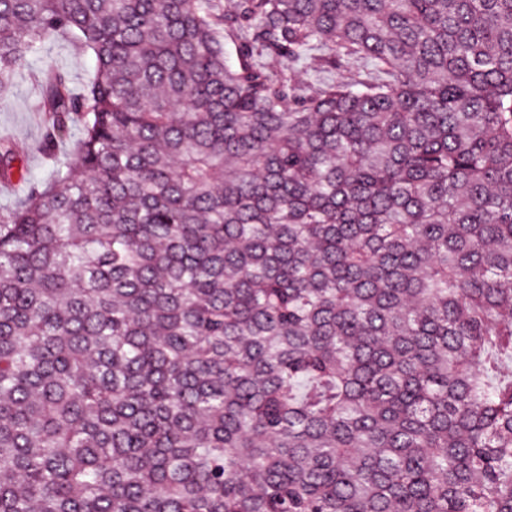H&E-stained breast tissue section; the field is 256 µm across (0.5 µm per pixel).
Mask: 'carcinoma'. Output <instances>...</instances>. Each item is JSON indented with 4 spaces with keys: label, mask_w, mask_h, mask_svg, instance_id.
<instances>
[{
    "label": "carcinoma",
    "mask_w": 512,
    "mask_h": 512,
    "mask_svg": "<svg viewBox=\"0 0 512 512\" xmlns=\"http://www.w3.org/2000/svg\"><path fill=\"white\" fill-rule=\"evenodd\" d=\"M50 34L0 512H512V0H0V91Z\"/></svg>",
    "instance_id": "cac0c4a2"
}]
</instances>
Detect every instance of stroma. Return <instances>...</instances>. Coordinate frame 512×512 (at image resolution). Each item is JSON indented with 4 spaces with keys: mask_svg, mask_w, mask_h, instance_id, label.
<instances>
[{
    "mask_svg": "<svg viewBox=\"0 0 512 512\" xmlns=\"http://www.w3.org/2000/svg\"><path fill=\"white\" fill-rule=\"evenodd\" d=\"M93 57L70 40L49 35L43 50L21 66L13 86L0 94V140H9L16 166L27 173L19 184L0 183V213L14 206L30 184L47 180L58 166L74 160L70 143L49 147L44 143L45 116L38 110L33 77L47 70L66 73L74 89H82L92 74Z\"/></svg>",
    "mask_w": 512,
    "mask_h": 512,
    "instance_id": "1",
    "label": "stroma"
}]
</instances>
